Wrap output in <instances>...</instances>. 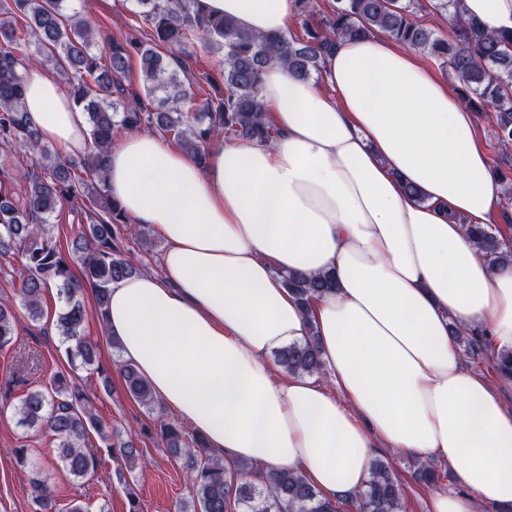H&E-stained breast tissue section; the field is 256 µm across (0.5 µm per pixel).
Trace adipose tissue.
<instances>
[{"mask_svg":"<svg viewBox=\"0 0 512 512\" xmlns=\"http://www.w3.org/2000/svg\"><path fill=\"white\" fill-rule=\"evenodd\" d=\"M463 5L485 32L512 30V0ZM197 8L255 34L287 32L296 13L295 0ZM24 75L42 142L83 152L86 113L41 68ZM259 91L272 141L213 138L203 166L151 132L112 147L109 194L167 248L160 274L113 284L108 340L218 457L256 476L296 471L333 501L364 487L384 448L453 469L465 494L434 492L429 512H512V410L450 333L483 329L512 351V267L466 235L500 193L473 111L380 34L341 41L315 81L271 65ZM288 272L336 285L306 308ZM312 331L322 373L273 364Z\"/></svg>","mask_w":512,"mask_h":512,"instance_id":"obj_1","label":"adipose tissue"}]
</instances>
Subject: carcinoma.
<instances>
[{"mask_svg":"<svg viewBox=\"0 0 512 512\" xmlns=\"http://www.w3.org/2000/svg\"><path fill=\"white\" fill-rule=\"evenodd\" d=\"M67 0H0V149H28L31 165L0 169V256L15 251L24 273L18 291L28 318L44 317L46 290L57 288L63 307L55 329L67 368L56 370L48 384L30 389L20 398L18 423L40 430L55 442L58 458L76 481L95 473L102 458L89 447L95 432L121 458L118 483L125 472L140 465L143 450L132 439L108 431L94 411L89 392L76 381L78 370L95 369L104 375L98 344L85 335L88 310L83 291L91 289L95 309L104 317L112 285L137 273L119 244V225L129 218L112 200L105 185L107 157L118 130L146 126L174 142L199 162L206 159L215 136L272 140L277 131L267 118L259 96L264 69L273 63L308 79L319 73L320 61L338 40L381 33L428 55L458 81L461 100L475 112L488 109L496 118V140L512 147V32L488 34L461 16L462 0H434L430 13L446 12L454 27L442 33L419 14L418 0H295L299 28L286 35L259 36L239 28L231 19L200 12L195 0H135V15L145 26L140 36L106 38L92 17L66 12ZM199 36L221 43L224 90L207 70L194 72L199 60L186 51ZM138 63V77L132 62ZM52 64L65 92L88 114L91 146L83 167L44 145L27 123L22 109L24 76L30 64ZM22 181L25 193L17 198L9 185ZM84 216L71 251L82 252L81 272L75 273L64 245L51 235L50 217L64 205ZM467 236L494 266H512V247L491 224H469ZM284 286L307 307L314 297L335 285L332 275H283ZM0 298V352L15 350L19 321L16 300ZM458 344L472 356L491 350L478 331L455 333ZM277 363L293 375L322 371L316 337L277 352ZM497 377L512 378V353L492 356ZM120 376L129 395L151 408L155 399L149 384L134 365L124 362ZM167 452L186 470L192 495L179 503L178 512H404L403 488L396 471L377 460L364 488L349 499L320 498L301 474L273 473L257 484L253 465L226 463L214 455L205 440L188 434L175 422L161 425ZM418 480L434 486L439 479L430 461H414ZM33 512H90L74 498L61 507L46 478L30 481Z\"/></svg>","mask_w":512,"mask_h":512,"instance_id":"obj_1","label":"carcinoma"}]
</instances>
